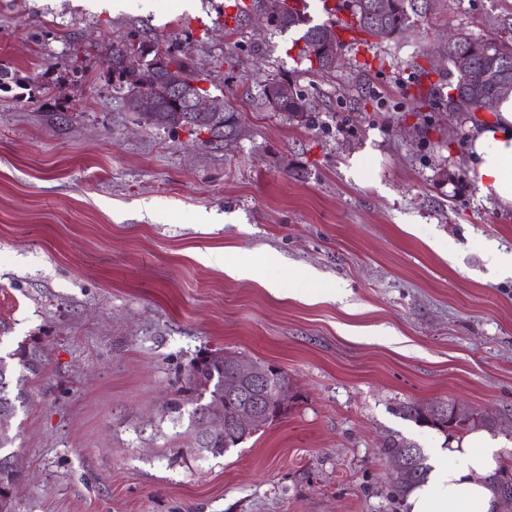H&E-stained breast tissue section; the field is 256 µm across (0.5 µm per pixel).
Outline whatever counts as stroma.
<instances>
[{"label": "stroma", "instance_id": "1", "mask_svg": "<svg viewBox=\"0 0 512 512\" xmlns=\"http://www.w3.org/2000/svg\"><path fill=\"white\" fill-rule=\"evenodd\" d=\"M142 2L0 0V355L30 337L49 354L9 426L12 512H400L385 436L444 440L396 415L413 402L501 417L512 465V278L487 247L512 252V207L471 180L447 86L412 102L442 36L512 42V0H438L402 50L376 47L385 66L360 71L347 48L330 73L299 62V30L226 34L225 0ZM133 33L179 46L242 137L215 149L134 122L104 67ZM275 75L310 122L259 104ZM368 148L376 177L354 181ZM215 350L290 382L286 413L216 457L164 412Z\"/></svg>", "mask_w": 512, "mask_h": 512}]
</instances>
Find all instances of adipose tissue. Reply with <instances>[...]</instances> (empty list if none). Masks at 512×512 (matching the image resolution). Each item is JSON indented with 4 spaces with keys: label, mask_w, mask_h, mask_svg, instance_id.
Wrapping results in <instances>:
<instances>
[{
    "label": "adipose tissue",
    "mask_w": 512,
    "mask_h": 512,
    "mask_svg": "<svg viewBox=\"0 0 512 512\" xmlns=\"http://www.w3.org/2000/svg\"><path fill=\"white\" fill-rule=\"evenodd\" d=\"M468 159L480 194L512 206V96L473 129ZM501 464V443L491 431L449 439L447 447L430 450L426 478L404 493L401 512H499L500 498L488 477Z\"/></svg>",
    "instance_id": "adipose-tissue-1"
}]
</instances>
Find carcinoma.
Returning <instances> with one entry per match:
<instances>
[{"label": "carcinoma", "instance_id": "cac0c4a2", "mask_svg": "<svg viewBox=\"0 0 512 512\" xmlns=\"http://www.w3.org/2000/svg\"><path fill=\"white\" fill-rule=\"evenodd\" d=\"M282 11L271 29L286 32L294 28L303 29L301 40L304 46L298 53L299 61L309 64V69L318 68L324 72L331 71L327 58L331 53L343 47L335 25L310 24V19L303 12L294 10L287 0H282ZM339 9L350 12L358 34V42L372 46V40L381 43L392 42L395 48H401V39L411 30L422 25L433 10L430 0H341ZM138 54L142 60L141 68L132 69L126 65L127 55ZM464 58L469 64L491 70L495 73L506 72L512 78V44L505 41L474 37L460 33L458 42L445 50L444 61L448 63V84L453 93L449 95L448 108L453 112H471L485 108L488 112L496 110L501 96L488 89L483 93V102L474 101L463 104L459 102L466 88L464 71L459 59ZM109 62L112 64V90L121 95V99L130 101L133 96L146 91L152 95L151 111L140 112L136 119L140 123L168 128L171 131L181 127L180 114H188L192 98L208 95V90L200 83L207 81L203 74L197 72L185 53L177 47L165 51L137 34L109 48ZM174 66L187 74L191 81L197 83L190 97L180 101L179 106L170 104L165 96L168 68ZM288 85V92L279 93L281 85ZM259 98L261 104L273 112L287 114L293 112L307 118L308 102L305 95L291 80L271 78L261 87ZM242 127L239 113L227 104L224 108L223 129L216 132L213 144L220 146L240 137ZM235 358L212 353L204 358H193L185 368L180 386L166 403L165 410L174 422L185 416V406H193L188 415V432L194 431L197 417L208 409L209 404L224 400L226 387L233 380L232 363ZM47 365L46 349L38 339L22 343L6 356H0V414L15 417L18 410L28 402L24 390L26 382L42 375ZM439 405L407 403L398 407L397 414L421 427L435 429L441 433L470 432L477 428L495 431L493 418L468 412L452 420L448 415L435 413ZM14 436L0 431V505L11 508L5 501L8 492L24 478L17 454L11 451ZM245 440L237 432L224 433L209 439L206 452L221 456ZM406 445L416 451V468L409 474L393 473L389 479L392 496L402 494L409 486L424 476V456L420 446L398 434L391 433L381 448V453L390 458L400 446Z\"/></svg>", "mask_w": 512, "mask_h": 512}]
</instances>
